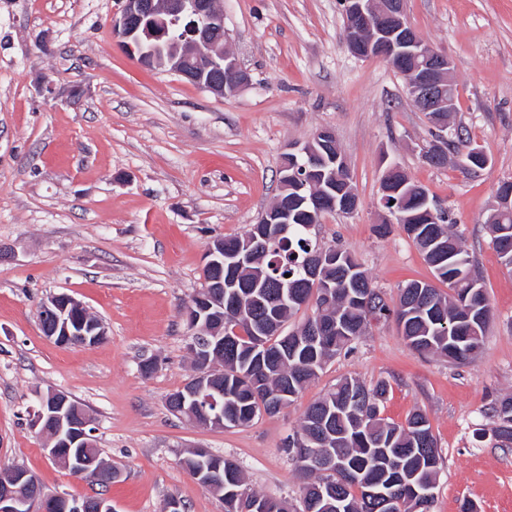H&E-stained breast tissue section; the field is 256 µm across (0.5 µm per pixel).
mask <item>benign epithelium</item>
I'll return each instance as SVG.
<instances>
[{
	"label": "benign epithelium",
	"mask_w": 512,
	"mask_h": 512,
	"mask_svg": "<svg viewBox=\"0 0 512 512\" xmlns=\"http://www.w3.org/2000/svg\"><path fill=\"white\" fill-rule=\"evenodd\" d=\"M345 21L347 47L359 59L378 58L390 65L412 63L406 73L405 88L410 102L439 126L437 139L423 148L422 156L433 161L448 159V123L437 117L439 112L452 113L458 95L450 79L452 62L448 56L426 45L410 25L405 0H341ZM112 35L138 63L148 67L173 71L193 81L199 87L220 97L236 94L250 83L249 74L224 47V11L220 0H123L119 16L112 19ZM336 134L321 128L296 153L287 158L292 162L306 160L304 175L288 173L282 179H294L316 193L308 175L316 167H331L347 173L342 154H335ZM334 184L328 185L324 199L343 214L353 212L358 205L356 194L337 201ZM290 213L286 208L273 206L260 217L261 224H286ZM264 235L234 248L224 246L216 238L205 253L202 268L203 289L196 301L187 307L184 318L191 332L205 331L212 339L204 346L191 342L187 346L196 365L192 378L174 395L171 401L179 415L206 428H224V408L215 397H224L220 381L224 374L210 363V349L224 348V328L217 319L224 318V296L215 288H235L232 276L236 268L250 262L262 249ZM39 319L45 336L61 345H92L106 335L103 322L90 314L77 298L66 293L51 294L39 305ZM38 407L33 411L30 425L47 438L45 448L50 459L59 460L63 448L82 447L91 417L79 409L72 398L61 391L37 393ZM198 466L190 475L208 488H224V477L211 463L213 454L205 448ZM102 466L82 462L71 468V475L85 481L96 477ZM0 512H117L110 499L99 497H68L43 492L36 479L23 468H13L0 477Z\"/></svg>",
	"instance_id": "7a95c632"
}]
</instances>
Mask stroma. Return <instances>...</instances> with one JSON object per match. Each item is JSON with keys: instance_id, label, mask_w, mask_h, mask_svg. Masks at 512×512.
<instances>
[{"instance_id": "1", "label": "stroma", "mask_w": 512, "mask_h": 512, "mask_svg": "<svg viewBox=\"0 0 512 512\" xmlns=\"http://www.w3.org/2000/svg\"><path fill=\"white\" fill-rule=\"evenodd\" d=\"M225 44L251 76L219 97L174 72L143 67L115 41L123 0H0V472H33L45 493L87 495L46 455L29 425L36 392L57 390L93 420L102 458L121 475L117 512H224L187 475L195 448L231 457L247 489L301 505L285 448L306 408L345 378L389 381L382 411L430 421L443 459L432 512H512V448L490 430L494 401L512 395V270L486 223L495 189L512 180V0H406L419 36L453 63L452 125L463 142L448 165L422 157L434 128L380 59L354 57L340 0H222ZM334 130L358 196L324 214L323 246L348 250L388 304L430 266L399 225L386 236L380 183L400 167L447 208L493 311L480 353L463 366L412 350L394 320L372 322L288 408L250 425L205 429L173 414L170 394L193 376L185 307L202 288L217 237H240L276 201L289 147ZM489 157L467 171V146ZM68 293L107 334L91 347L47 338L38 304ZM156 363L153 373L140 371Z\"/></svg>"}]
</instances>
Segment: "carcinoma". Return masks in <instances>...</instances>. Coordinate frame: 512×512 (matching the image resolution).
I'll return each mask as SVG.
<instances>
[{
	"label": "carcinoma",
	"instance_id": "obj_1",
	"mask_svg": "<svg viewBox=\"0 0 512 512\" xmlns=\"http://www.w3.org/2000/svg\"><path fill=\"white\" fill-rule=\"evenodd\" d=\"M393 179L398 188L391 196L394 207L407 216L402 229L425 255L435 279L448 284L450 293L431 282L413 281L391 306L351 253L337 248L336 268L322 269V277L308 288L315 297V310L307 321H334L338 331L327 337L324 345H297L298 337L292 332L282 334V328L302 303L292 299L280 302L274 322L266 306L276 301L283 289L302 287L308 261L321 251L312 229L323 213L312 204L302 206L287 230L268 239L266 252L256 257V263L237 270L245 305L224 320V338L230 347L211 358L224 366L226 426H247L263 412L274 415L288 407L326 363L348 349L373 320L394 317L414 351L443 356L451 364H464L480 351L491 304L487 290L472 271L469 253L452 231V219L440 208L429 212L416 183L401 174ZM490 228L494 249L505 267L512 269V211L495 214ZM328 286L327 300L323 293ZM256 340L267 345L268 351L281 353L282 358L264 368L252 366L248 355ZM388 391L385 380L369 388L355 378H346L309 405L299 428L288 435V453L299 446L311 456L333 457L341 465L315 480L317 484L325 481V487L336 494L338 512H384L378 499L366 494V484L386 475L397 476L394 466L398 462L405 465L412 484L430 492L436 489L440 455L429 419L415 410L403 424L385 421L381 406ZM492 418L494 436L511 445V395L494 402ZM216 462L243 490L237 497H224V512H256L253 506L268 500L244 490L236 461L219 455ZM433 503L434 497H417L400 481L392 509L431 512Z\"/></svg>",
	"mask_w": 512,
	"mask_h": 512
}]
</instances>
